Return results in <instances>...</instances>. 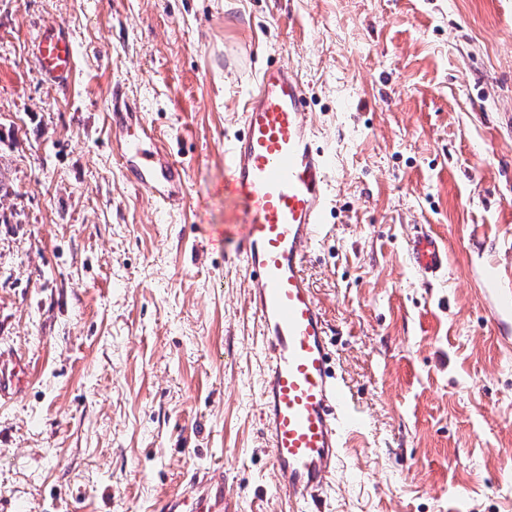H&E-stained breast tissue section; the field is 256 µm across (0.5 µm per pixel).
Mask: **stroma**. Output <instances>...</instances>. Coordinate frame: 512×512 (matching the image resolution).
Segmentation results:
<instances>
[{"mask_svg":"<svg viewBox=\"0 0 512 512\" xmlns=\"http://www.w3.org/2000/svg\"><path fill=\"white\" fill-rule=\"evenodd\" d=\"M75 44L67 89L33 58ZM332 157L306 266L350 440L321 512H512V0H0V512H158L224 469V512H295L258 420L261 337L218 186L271 63ZM126 86L187 171L167 211L126 182ZM226 229L223 250L205 240ZM448 248L421 280L418 226ZM35 59L46 83L64 89L70 80L74 63V43L68 32L57 25L45 26L35 45ZM24 364L22 357L12 356L7 361H0V400H10L14 395V385Z\"/></svg>","mask_w":512,"mask_h":512,"instance_id":"obj_1","label":"stroma"}]
</instances>
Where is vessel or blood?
I'll use <instances>...</instances> for the list:
<instances>
[{
	"mask_svg": "<svg viewBox=\"0 0 512 512\" xmlns=\"http://www.w3.org/2000/svg\"><path fill=\"white\" fill-rule=\"evenodd\" d=\"M34 55L46 83L58 89L68 85L74 43L67 32L44 27ZM106 110L110 146L126 180L156 204L181 205L185 168L122 85H113ZM317 139L298 73L274 64L260 75L241 132L224 147V193L245 206L239 257L256 284L250 304L263 339V439L278 488L298 505L318 502L335 475L349 416L323 308L305 273L326 230L329 199L330 161ZM407 252L423 279H437L447 267L445 244L425 229L411 236ZM23 364L16 355L0 361L1 401L12 398ZM162 512H224L223 472L195 477Z\"/></svg>",
	"mask_w": 512,
	"mask_h": 512,
	"instance_id": "obj_1",
	"label": "vessel or blood"
}]
</instances>
